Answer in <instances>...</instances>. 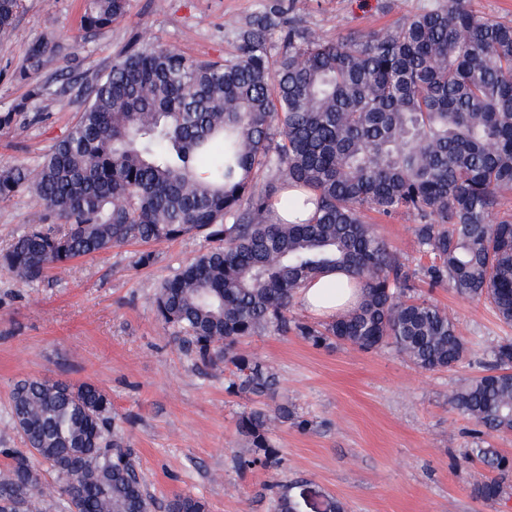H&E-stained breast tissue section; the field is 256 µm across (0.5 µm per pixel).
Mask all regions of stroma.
I'll return each mask as SVG.
<instances>
[{"label":"stroma","instance_id":"obj_1","mask_svg":"<svg viewBox=\"0 0 512 512\" xmlns=\"http://www.w3.org/2000/svg\"><path fill=\"white\" fill-rule=\"evenodd\" d=\"M292 16L333 41L350 32L380 31L417 11L425 0H285ZM264 0H131L127 15L108 29L83 31L85 0H23L12 37L0 41V108L23 99L30 84L17 80L29 46L54 38L57 47L40 73L67 74L79 85L108 65L133 38L217 60L235 51L233 32ZM42 123L0 129V168L35 163L62 138L82 108L80 99L32 103ZM45 206L20 196L0 202V251L28 225L43 223ZM377 234L402 262L429 264L420 251L416 220L401 211L368 214ZM204 237L151 245L153 261L136 267L142 247L115 248L73 261L67 272L31 285L0 270V449H23L10 422L14 384L39 376L104 389L125 416V442L155 512L177 495L203 499L208 512H274L267 489L293 482L346 512H512V476L500 500L474 489L492 476L471 457L473 423L453 394L484 373L493 349L512 341L487 300L450 288L417 284L416 293L445 309L469 343L463 361L422 371L393 348L362 351L347 344L313 346L295 334L265 331L241 339L239 352L263 360L278 388L269 406L288 402L307 429H276L280 461L240 472L236 455L248 445L236 421L243 397L228 393L223 369L202 375L152 299L174 269L204 249Z\"/></svg>","mask_w":512,"mask_h":512}]
</instances>
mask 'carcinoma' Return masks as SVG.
<instances>
[{
  "instance_id": "carcinoma-1",
  "label": "carcinoma",
  "mask_w": 512,
  "mask_h": 512,
  "mask_svg": "<svg viewBox=\"0 0 512 512\" xmlns=\"http://www.w3.org/2000/svg\"><path fill=\"white\" fill-rule=\"evenodd\" d=\"M468 2L431 0L385 32L328 42L268 0L237 27L225 60L131 41L86 83L66 136L34 166L0 168V201L30 195L49 212L0 252V269L30 285L79 257L204 236L211 246L178 267L152 304L200 371L224 364L226 390L251 401L236 423L251 448L236 459L241 470L273 467L280 455L265 408L276 374L236 352L246 336L272 328L316 346H391L425 371L454 366L468 343L445 310L414 294V279L484 297L512 322V220L496 217L500 194L512 190V24ZM21 6L0 0L1 41ZM128 8L86 0L81 28H108ZM54 48L50 38L34 44L19 78L38 74ZM64 94L37 81L29 98ZM40 119L26 102L0 110V128ZM281 190L309 192L285 207L312 204L310 216L272 222L269 200ZM401 210L418 221L419 247L432 257L413 271L364 220ZM328 270L361 286L360 305L320 327L289 316L301 289ZM453 404L475 423L477 458L499 472L476 490L494 502L512 462L480 444L512 433V342L498 344L487 373ZM10 417L30 455L11 456L0 475V512H43L47 497L65 512H153L122 421L95 384L20 380ZM36 460L55 475L47 489ZM270 490L275 512H303L288 486ZM166 512L207 506L177 495Z\"/></svg>"
}]
</instances>
